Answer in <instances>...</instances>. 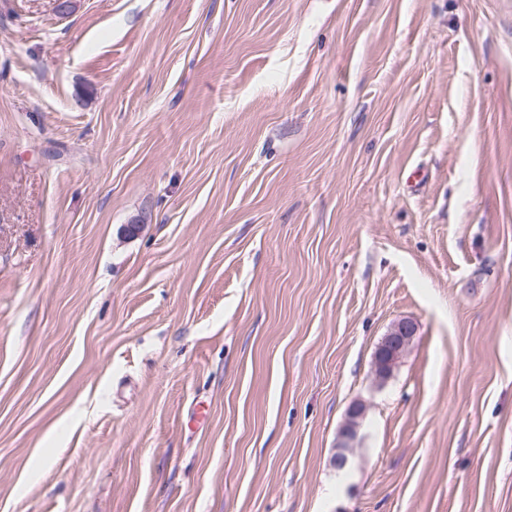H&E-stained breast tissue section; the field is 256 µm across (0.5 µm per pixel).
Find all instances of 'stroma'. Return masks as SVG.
I'll return each instance as SVG.
<instances>
[{"mask_svg":"<svg viewBox=\"0 0 512 512\" xmlns=\"http://www.w3.org/2000/svg\"><path fill=\"white\" fill-rule=\"evenodd\" d=\"M0 512H512V0H0ZM415 323L412 320H400L383 336L373 355V374L378 384L385 383L392 371L414 341Z\"/></svg>","mask_w":512,"mask_h":512,"instance_id":"stroma-1","label":"stroma"}]
</instances>
